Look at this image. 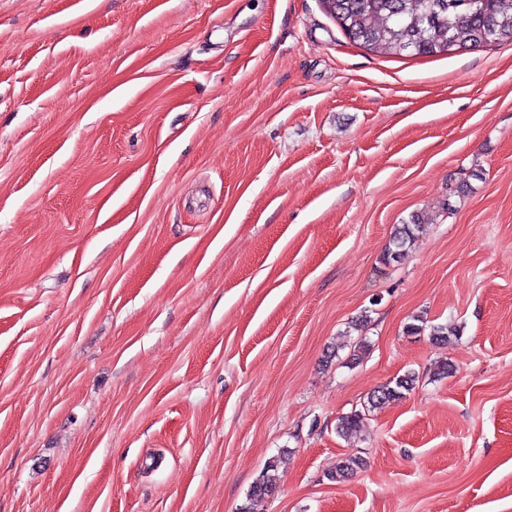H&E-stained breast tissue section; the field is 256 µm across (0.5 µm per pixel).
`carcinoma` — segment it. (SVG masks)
Masks as SVG:
<instances>
[{"label": "carcinoma", "instance_id": "cac0c4a2", "mask_svg": "<svg viewBox=\"0 0 512 512\" xmlns=\"http://www.w3.org/2000/svg\"><path fill=\"white\" fill-rule=\"evenodd\" d=\"M346 36L383 55H448L497 43L512 44V0H325ZM419 217L413 215L391 233L383 255L385 264L401 262L416 235ZM410 372L384 384L372 405L398 401L415 388ZM366 413L354 410L341 417L337 432L351 435L366 426ZM360 465L349 458L336 466L331 478L343 481ZM279 481L278 459H271L252 487L255 497L269 496Z\"/></svg>", "mask_w": 512, "mask_h": 512}]
</instances>
